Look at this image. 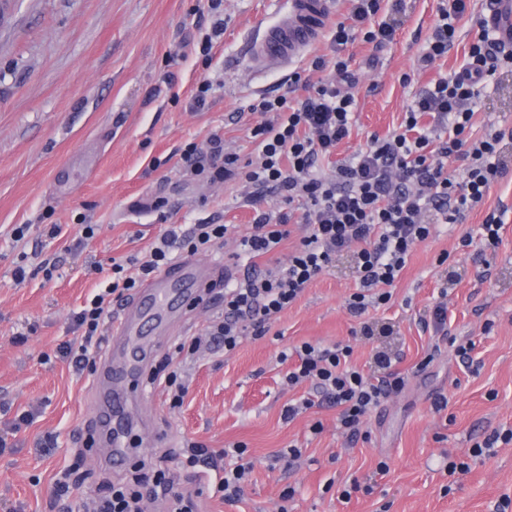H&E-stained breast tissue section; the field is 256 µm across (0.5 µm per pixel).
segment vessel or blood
I'll list each match as a JSON object with an SVG mask.
<instances>
[{
  "label": "vessel or blood",
  "instance_id": "vessel-or-blood-1",
  "mask_svg": "<svg viewBox=\"0 0 512 512\" xmlns=\"http://www.w3.org/2000/svg\"><path fill=\"white\" fill-rule=\"evenodd\" d=\"M288 16L265 27L249 50L250 56L264 65H291L302 59L324 33L333 11L332 0H285ZM490 27L505 48L512 49V0H494L489 17ZM221 263L182 258L147 279L140 289L120 308L112 323L108 344L123 349L124 361L115 377L135 384L144 371L145 330L161 325L182 302L212 287L222 277ZM119 399L105 394L98 416L101 431L110 433L112 456L126 457L127 444L112 431V417Z\"/></svg>",
  "mask_w": 512,
  "mask_h": 512
}]
</instances>
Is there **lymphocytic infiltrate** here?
Segmentation results:
<instances>
[{
  "label": "lymphocytic infiltrate",
  "mask_w": 512,
  "mask_h": 512,
  "mask_svg": "<svg viewBox=\"0 0 512 512\" xmlns=\"http://www.w3.org/2000/svg\"><path fill=\"white\" fill-rule=\"evenodd\" d=\"M347 2L345 20L331 32V55L310 61L313 70H334L335 79L318 82L301 97L283 94L251 104V111L265 116L251 130L262 147L258 162L241 161L217 136L207 148L191 142L182 151V168L195 179L245 183L242 204L254 210L250 230L238 238L232 254L245 260L246 271L225 286L223 309L205 328L214 351L228 353L244 338L265 336L306 288L346 254L352 255L356 274V287L346 301L349 314L359 318L389 304L391 289L415 246L427 241L436 225L460 223L483 203L494 183L512 174V128L493 125L478 138L471 133L480 98L496 87L501 74L512 72V52L505 51L487 28L488 0L478 6L472 0H443L420 61L429 65L447 57L455 47L459 22L471 17L477 32L464 47L463 65L418 87L399 127L389 135L368 136L362 148L337 160L331 175L320 173L319 161L334 158L354 124L356 99L342 89L352 80L351 59L344 54L347 45L358 37L378 49L393 42L394 16L405 4L392 0V17L386 20L382 0ZM268 192L280 195L285 211L275 215L260 209ZM295 216L303 236L286 263L269 262V255L290 239L289 223ZM230 230L227 224L187 229L173 224L154 242L148 259L113 263L99 293L72 316L80 340L60 345L59 356L76 371L92 369L105 341L103 328L113 300L139 288L181 254L217 250ZM200 346V337H184L175 347L170 370L151 375V382L162 383L169 408L183 405L189 389L185 367ZM294 354L297 362L285 376L287 385L310 381L317 395L286 404L283 420L293 421L320 398L336 407L339 428L352 441L363 435L371 413L406 385L396 357L385 350L374 353L371 373L352 363L348 345L305 342ZM180 466L218 471L212 492L232 505L239 501L254 463L244 445L215 450L191 441ZM148 501L167 503V512H198L195 494L180 491L164 468L112 484L86 512H144Z\"/></svg>",
  "instance_id": "obj_1"
}]
</instances>
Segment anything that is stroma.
<instances>
[{
    "label": "stroma",
    "instance_id": "stroma-1",
    "mask_svg": "<svg viewBox=\"0 0 512 512\" xmlns=\"http://www.w3.org/2000/svg\"><path fill=\"white\" fill-rule=\"evenodd\" d=\"M407 4L388 49L373 53L359 39L347 47L360 83L355 126L337 157L398 127L416 85L462 61L453 51L416 70L439 0ZM285 14L280 0H224V35L206 68L194 50L210 25L206 0H6L0 7V428L16 414L34 415L12 448L0 452V512H49L55 475L75 466L84 474L79 497L89 500L155 449L178 460L189 440L216 449L243 442L254 461L233 506L212 496L206 477L177 472L180 488L200 492L203 512H497L502 498L512 497V443L473 462L456 484L444 471L446 458L466 455L485 433L512 429V216L497 248L458 246L461 234L478 233L488 212L512 209L510 178L495 183L461 223L438 225L416 247L391 303L366 315L389 326V334L355 338L359 321L345 301L356 282L350 258H340L262 339H245L228 355L201 347L187 367L180 409H168L157 387L138 396L137 436L124 465H113L105 443L85 445L95 423L96 378L76 374L57 349L80 337L72 314L100 280L89 268L145 258L169 224L247 230L253 213L240 204V184L200 183L183 174L180 155L186 143L203 147L216 133L242 160L251 159L253 101L290 90L301 96L306 83L318 80L305 60L293 69L250 61V43ZM412 70L416 85H403L402 74ZM205 71L216 89L197 108L193 96ZM296 73L302 81L294 85ZM492 124L512 126V75L501 76L477 112L475 134ZM159 197L168 201L166 213L147 207ZM84 222L97 227L85 242ZM23 224L28 230L20 239L15 231ZM48 224L61 225L62 235L48 238ZM443 253L461 276L448 296L446 341L419 322L445 276L437 262ZM46 260L56 265L49 277L41 269ZM20 263L29 270L21 283L13 277ZM215 312L209 302L186 306L182 328L151 337L150 366L164 362L176 338L203 334ZM453 338L474 341L475 367L456 356ZM305 342L351 343L361 366L376 346L399 355L396 368L407 385L373 412L367 440L348 442L336 429V408L326 405L282 420L288 400L311 386L284 384L288 366L280 353ZM435 345L438 355L425 363ZM440 395L448 407L437 414L432 402ZM317 421L323 429L315 434ZM49 434L54 448L40 449ZM291 444L302 457L287 469L275 457ZM382 460L389 471L380 475ZM352 478L372 491L346 502L339 491ZM288 487L296 493L286 500Z\"/></svg>",
    "mask_w": 512,
    "mask_h": 512
}]
</instances>
